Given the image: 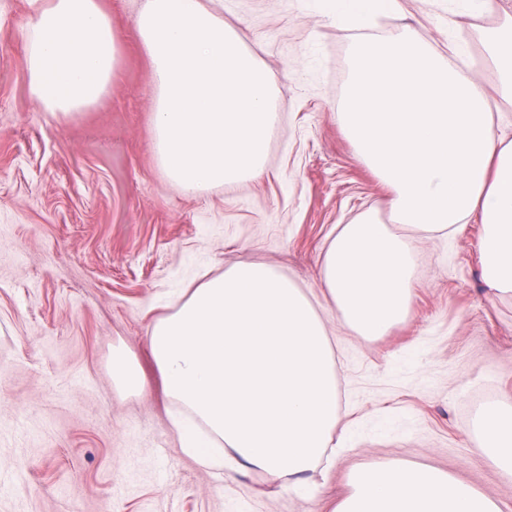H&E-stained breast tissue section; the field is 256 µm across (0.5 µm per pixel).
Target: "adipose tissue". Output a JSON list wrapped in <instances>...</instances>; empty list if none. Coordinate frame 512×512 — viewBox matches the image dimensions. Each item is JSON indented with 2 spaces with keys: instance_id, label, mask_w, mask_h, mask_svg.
<instances>
[{
  "instance_id": "ef3b65f1",
  "label": "adipose tissue",
  "mask_w": 512,
  "mask_h": 512,
  "mask_svg": "<svg viewBox=\"0 0 512 512\" xmlns=\"http://www.w3.org/2000/svg\"><path fill=\"white\" fill-rule=\"evenodd\" d=\"M338 24L359 30L398 0H321ZM119 38L103 0H43L24 48L30 92L68 118L112 83ZM484 61L512 103V16L485 37ZM340 120L356 151L389 188L390 216L367 209L330 241L322 281L339 318L381 336L406 315L414 269L393 225L422 233L479 217L488 288L512 294V141L493 128L488 101L462 68L410 32L366 38L351 52ZM150 352L173 430L206 471L225 461L291 477L331 459L338 394L325 327L305 292L265 264L240 263L190 289L156 319ZM482 451L512 480V411L489 408ZM336 512H500L496 501L442 470L379 464L353 477Z\"/></svg>"
}]
</instances>
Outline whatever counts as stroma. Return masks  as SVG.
Instances as JSON below:
<instances>
[{
	"label": "stroma",
	"mask_w": 512,
	"mask_h": 512,
	"mask_svg": "<svg viewBox=\"0 0 512 512\" xmlns=\"http://www.w3.org/2000/svg\"><path fill=\"white\" fill-rule=\"evenodd\" d=\"M120 61L106 96L70 119L28 92L24 46L34 0H0V512H333L359 467L430 466L512 512V481L481 451L480 420L512 408V296L487 288L478 220L450 233L393 225L414 265L406 319L381 337L337 317L321 281L339 225L388 191L357 155L339 112L358 31L319 0H213L269 73L279 122L264 171L235 186L182 190L153 151L151 68L133 18L144 0H104ZM401 0L374 37L414 31L431 50L459 46L460 66L492 101L512 141V104L482 62V33L512 14L487 0ZM264 263L297 282L333 349L340 409L332 466L313 491L259 470L215 478L179 446L150 355L153 322L204 275ZM145 372L140 392L112 381V349Z\"/></svg>",
	"instance_id": "stroma-1"
}]
</instances>
